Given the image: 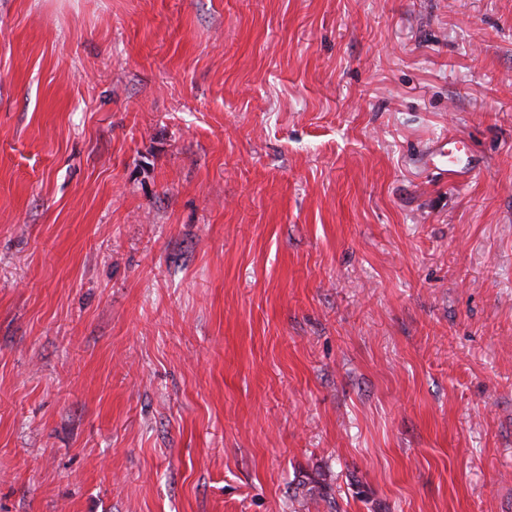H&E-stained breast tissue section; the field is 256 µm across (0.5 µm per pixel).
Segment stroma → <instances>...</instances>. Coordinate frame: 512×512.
Wrapping results in <instances>:
<instances>
[{
  "label": "stroma",
  "mask_w": 512,
  "mask_h": 512,
  "mask_svg": "<svg viewBox=\"0 0 512 512\" xmlns=\"http://www.w3.org/2000/svg\"><path fill=\"white\" fill-rule=\"evenodd\" d=\"M0 512H512V0H0Z\"/></svg>",
  "instance_id": "1"
}]
</instances>
